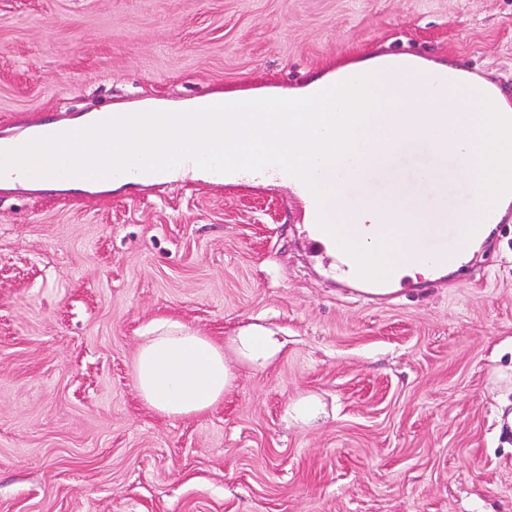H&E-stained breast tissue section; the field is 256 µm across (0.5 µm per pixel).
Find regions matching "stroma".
I'll list each match as a JSON object with an SVG mask.
<instances>
[{
	"label": "stroma",
	"mask_w": 512,
	"mask_h": 512,
	"mask_svg": "<svg viewBox=\"0 0 512 512\" xmlns=\"http://www.w3.org/2000/svg\"><path fill=\"white\" fill-rule=\"evenodd\" d=\"M400 53L512 99V0H0V139ZM332 264L284 184L0 189V512H512V209L384 295ZM160 320L285 346L172 418L133 378ZM308 395L324 416L293 423Z\"/></svg>",
	"instance_id": "35a3bbf8"
}]
</instances>
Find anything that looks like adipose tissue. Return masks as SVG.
Masks as SVG:
<instances>
[{"instance_id": "obj_1", "label": "adipose tissue", "mask_w": 512, "mask_h": 512, "mask_svg": "<svg viewBox=\"0 0 512 512\" xmlns=\"http://www.w3.org/2000/svg\"><path fill=\"white\" fill-rule=\"evenodd\" d=\"M155 329L136 353L134 382L144 404L168 417L210 410L234 388L236 367L266 369L282 351L281 341L258 325L222 343L177 322Z\"/></svg>"}]
</instances>
